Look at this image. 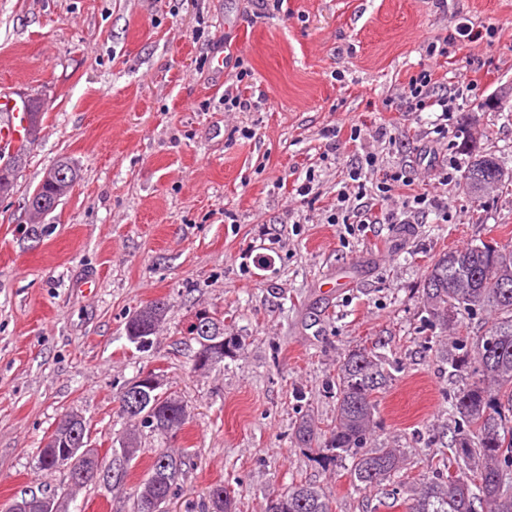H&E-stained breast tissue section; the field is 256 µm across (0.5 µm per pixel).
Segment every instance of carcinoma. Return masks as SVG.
Instances as JSON below:
<instances>
[{
  "instance_id": "obj_1",
  "label": "carcinoma",
  "mask_w": 512,
  "mask_h": 512,
  "mask_svg": "<svg viewBox=\"0 0 512 512\" xmlns=\"http://www.w3.org/2000/svg\"><path fill=\"white\" fill-rule=\"evenodd\" d=\"M485 157H474L458 180V188L475 200L490 189L512 185V175L502 172L498 157ZM53 168L67 171L69 183L56 187L46 173L34 195L59 202L78 182L79 170L65 157ZM421 300L429 321L444 331L463 327L478 312L488 314L491 322L471 345L458 343L442 351L448 369L466 379L452 403L459 418L452 455L441 454L432 476L388 494L379 505L402 506L405 512H512V249L482 241L441 252L427 268ZM450 308L456 313L451 321ZM167 313L163 300L139 308L127 321L126 336L152 339L162 330ZM391 368L393 363L371 348L348 353L338 367L333 427L322 433L306 418L295 430L296 441L317 458L335 465L348 463L351 479L362 489H374L402 470L403 449L367 447L376 428L377 394L392 381ZM157 406L149 422L124 414L127 428L118 443L125 459L140 451L142 429L167 440V422L175 419L184 425L190 418L187 404L175 394ZM191 458L187 448L155 450L135 489L137 512H145L152 501L164 504ZM267 501L284 503L287 512H332L329 495L314 484L296 485ZM208 508L233 512V498L224 485L209 490Z\"/></svg>"
}]
</instances>
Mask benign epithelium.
I'll return each instance as SVG.
<instances>
[{
    "label": "benign epithelium",
    "instance_id": "1",
    "mask_svg": "<svg viewBox=\"0 0 512 512\" xmlns=\"http://www.w3.org/2000/svg\"><path fill=\"white\" fill-rule=\"evenodd\" d=\"M195 325L200 332L196 340L202 344L197 364L209 366L224 357V338L210 335L207 324L201 323L199 319L195 320ZM149 391L168 392L164 374L153 369L131 381L125 389L128 410L138 412ZM73 425L74 420L69 417L59 420V426L45 436L42 447L61 449L58 460L71 472L73 478L98 480L102 475V454L91 443V435L87 433L86 426L75 429ZM11 512H63V509L60 500L45 497L35 502L28 499L17 501L12 505Z\"/></svg>",
    "mask_w": 512,
    "mask_h": 512
}]
</instances>
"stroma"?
<instances>
[{"mask_svg":"<svg viewBox=\"0 0 512 512\" xmlns=\"http://www.w3.org/2000/svg\"><path fill=\"white\" fill-rule=\"evenodd\" d=\"M460 25L483 36L449 56L444 87L475 75L479 89L459 99L447 137L435 113L382 111L423 64L424 40ZM227 51L267 103L225 111ZM2 86L44 100L45 118L0 198V503L66 487L67 470H39L37 455L67 410L108 452L125 428L123 387L156 368L190 411L173 445L194 453L164 512H204L217 484L234 512H263L299 483L323 487L333 512H373L379 491L294 438L303 417L333 425L338 365L363 346L398 367L372 447L404 449L405 476L431 475L462 381L437 355L445 336L420 302L426 270L471 242L512 248V192L476 201L437 174L482 151L512 170V106L492 104L512 90V0H288L276 14L261 0H0ZM472 120L485 136L467 145L458 131ZM369 153L381 170L406 167L414 191L447 197V220L430 211L351 233L330 223L338 182ZM62 157L80 181L27 223V197ZM310 168L303 197L297 178ZM89 276L87 295L77 285ZM159 299L166 324L136 350L125 325ZM201 310L241 343L218 371L193 366L188 327ZM158 445L143 430L139 456L115 462L119 478L83 489L69 512H133Z\"/></svg>","mask_w":512,"mask_h":512,"instance_id":"obj_1","label":"stroma"}]
</instances>
